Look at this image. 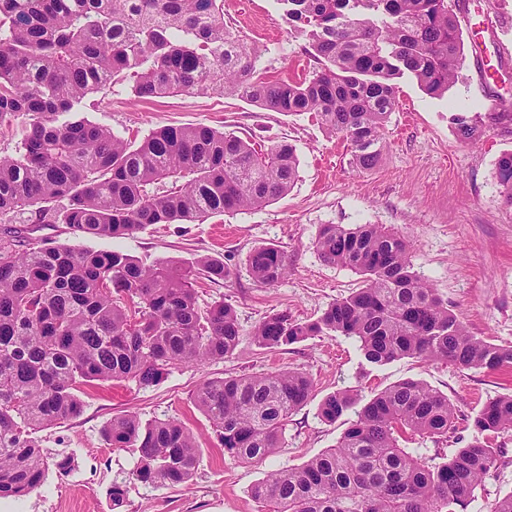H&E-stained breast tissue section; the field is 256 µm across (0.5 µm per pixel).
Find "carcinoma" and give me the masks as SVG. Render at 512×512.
<instances>
[{"label":"carcinoma","mask_w":512,"mask_h":512,"mask_svg":"<svg viewBox=\"0 0 512 512\" xmlns=\"http://www.w3.org/2000/svg\"><path fill=\"white\" fill-rule=\"evenodd\" d=\"M316 67L280 79L258 67L263 50L224 25V0H0V126L17 118L21 139L0 153V498L38 489L54 466L33 437L83 410L94 381L160 383L172 368L222 360L240 333L235 308L202 307L197 286L226 281L224 260L144 264L118 250H79L31 236L12 217L66 224L81 235L125 238L154 224H193L255 210L286 194L299 159L285 140L256 146L205 124L159 128L136 143L112 129L66 115L90 94L132 83L135 97L230 95L261 109L308 113L346 142L352 165L373 168L408 75L432 96L455 82L461 31L448 0H279ZM460 136L477 124L453 115ZM500 193L512 206V152L496 163ZM323 261L346 267L363 285L314 321L286 312L253 329L258 347L277 350L311 336H346L364 360L405 357L460 369L512 367V346L472 335L415 270L409 244L382 224H324L315 242ZM253 279L271 286L288 273L275 245L255 248ZM314 389L294 370L202 383L193 403L224 453L262 462L281 447L288 418ZM357 420L335 447L299 467L272 469L251 488L269 512H462L494 466L490 438L512 432V394L485 403L472 439L436 460L404 442L446 439L455 408L426 384L406 380L360 403L346 389L325 396L318 414ZM103 437L136 456L132 479L182 486L200 450L173 419L112 418Z\"/></svg>","instance_id":"cac0c4a2"}]
</instances>
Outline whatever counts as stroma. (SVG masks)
Segmentation results:
<instances>
[{
	"mask_svg": "<svg viewBox=\"0 0 512 512\" xmlns=\"http://www.w3.org/2000/svg\"><path fill=\"white\" fill-rule=\"evenodd\" d=\"M224 20L248 44L263 48L261 64L270 74L285 77L313 69L307 43L288 25L279 0H224ZM462 42L458 78L444 96L427 95L411 77L398 79V105L386 126L383 158L368 170L354 169L344 142L305 113L288 116L219 95L177 93L143 100L126 84L83 101L79 118L128 138H143L163 126L203 123L256 144L288 140L297 150L299 174L288 193L270 205L200 224H155L117 239L77 236L63 224L38 225L37 236L75 248L120 250L147 264L190 262L204 255L224 259L233 270L231 282L204 285L199 302L231 303L241 336L233 356L173 368L154 387L87 386L80 416L37 434L47 456L71 455L75 469L65 476L48 471L30 495L1 498L0 512H262L250 489L266 471L301 465L333 447L355 421L350 411L334 424L322 422L318 407L327 394L351 388L367 400L405 379L424 381L448 396L458 416L447 439H419L416 447L449 456L467 445L480 408L512 394V369L461 370L420 358L370 366L357 342L343 336H315L274 352L259 348L252 336L273 313L313 320L359 287L358 274L319 258L315 240L321 225L383 224L408 239L415 270L473 335L512 345V207L504 204L495 173L499 156L512 151V52L497 57L495 42L479 44L471 34ZM480 50L498 59L484 86L477 80ZM456 112L480 121L476 144L460 139L451 121ZM265 244L283 249L291 264L288 275L271 286L256 283L247 265L249 253ZM280 368L306 372L315 383L313 397L289 418L281 448L259 464L224 455L207 417L193 403L196 388L208 379ZM129 412L145 421H181L194 434L200 459L188 485L133 480L135 456L102 437L113 416ZM494 446L496 464L466 512H490L496 498L512 492V434L500 436ZM116 481L128 485L118 508L109 498Z\"/></svg>",
	"mask_w": 512,
	"mask_h": 512,
	"instance_id": "obj_1",
	"label": "stroma"
}]
</instances>
